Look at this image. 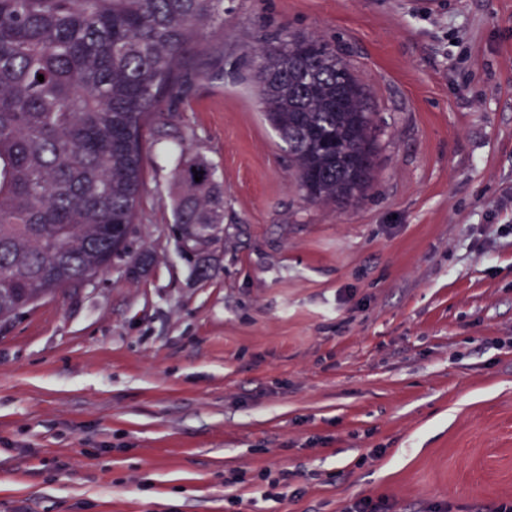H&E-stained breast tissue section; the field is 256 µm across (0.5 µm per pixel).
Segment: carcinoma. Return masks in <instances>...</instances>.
Listing matches in <instances>:
<instances>
[{
  "label": "carcinoma",
  "instance_id": "1",
  "mask_svg": "<svg viewBox=\"0 0 512 512\" xmlns=\"http://www.w3.org/2000/svg\"><path fill=\"white\" fill-rule=\"evenodd\" d=\"M233 70L257 78L305 202L365 197L374 113L333 43L282 29ZM213 72L224 0H0L1 320L126 250L147 134ZM177 149L173 224L197 251L223 232L224 191L192 147Z\"/></svg>",
  "mask_w": 512,
  "mask_h": 512
}]
</instances>
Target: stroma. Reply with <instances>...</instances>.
<instances>
[{
  "mask_svg": "<svg viewBox=\"0 0 512 512\" xmlns=\"http://www.w3.org/2000/svg\"><path fill=\"white\" fill-rule=\"evenodd\" d=\"M283 27L335 44L371 99L364 199L303 201L254 79L174 101L126 254L0 321V512L512 499V0H224V55ZM180 138L224 187L195 264Z\"/></svg>",
  "mask_w": 512,
  "mask_h": 512,
  "instance_id": "1",
  "label": "stroma"
}]
</instances>
